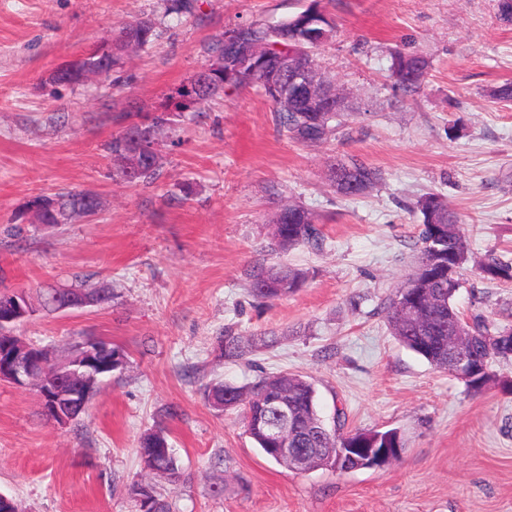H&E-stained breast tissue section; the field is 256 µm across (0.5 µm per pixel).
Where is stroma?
<instances>
[{
    "mask_svg": "<svg viewBox=\"0 0 512 512\" xmlns=\"http://www.w3.org/2000/svg\"><path fill=\"white\" fill-rule=\"evenodd\" d=\"M311 0H198L177 26L161 0H0V292L34 313L15 333L55 359L102 337L127 355L87 410L58 427L32 387L0 382V494L22 512H136L132 490L154 483L173 512H512V359H493L481 391L433 369L396 339L390 295L419 256L417 200L434 192L462 219L473 260L512 262V22L498 0H321L334 24L317 54L352 109L326 140L303 145L273 105L244 88L192 117L172 113L179 145L162 148L161 177L121 181L105 151L130 112L161 108L205 63L203 42L235 25L279 24ZM158 38L125 57L111 82L59 86L61 63L108 40L125 21ZM429 61L420 91L390 77L395 51ZM354 158L384 180L362 197L337 192L330 163ZM64 189L97 194L94 220L33 223L28 200ZM300 204L319 247L271 251L281 206ZM283 262L303 288L254 299L246 271ZM54 284L104 285L112 300L46 313ZM454 304L468 320L512 325V282L465 271ZM277 336L274 347L224 360V334ZM279 371L312 381L327 423L394 429L404 448L382 468L293 471L264 457L240 411L220 412L205 385H245ZM164 429L179 482L154 478L137 454Z\"/></svg>",
    "mask_w": 512,
    "mask_h": 512,
    "instance_id": "35a3bbf8",
    "label": "stroma"
}]
</instances>
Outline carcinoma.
<instances>
[{"label":"carcinoma","mask_w":512,"mask_h":512,"mask_svg":"<svg viewBox=\"0 0 512 512\" xmlns=\"http://www.w3.org/2000/svg\"><path fill=\"white\" fill-rule=\"evenodd\" d=\"M198 0H163L164 12L180 22L194 15ZM241 47L275 46L277 44L296 45L302 40L304 31L288 19L275 27L251 22L239 24L224 31V34L205 42L203 52L219 63V68L206 79L191 77L188 84L179 91L181 101L177 109L182 112L198 111L218 96L243 87L257 88L274 106L280 129L301 144H316L341 124L342 112H302L296 106H288L274 94L267 91L256 77L247 69H235L232 63L224 61V53L229 44L226 35ZM158 36L155 23L150 19L138 18L124 22L119 26L117 39L113 42L112 63L118 65L122 54L136 53L150 45ZM414 55L398 52L390 66L391 78L404 94L412 95L418 91L426 75L429 63L423 62V71L410 76L413 70ZM91 78L101 82L111 80V76H100L95 70V56H86L83 66L69 75L70 83L80 84ZM151 121L156 142L172 137V121L168 109L144 116ZM112 156L115 172L120 180L127 183L151 184L162 172V155L155 150L152 161L143 165L133 177L129 176L126 162L133 158V143L126 131L112 136L106 144ZM329 180L336 190L348 197L362 196L377 187L382 181L379 168L356 159L340 160L331 165ZM84 191L63 190L52 196H38L29 205H41L37 217L43 224L57 223V217L69 224L75 219L89 218L97 211H86L81 199ZM417 209L422 214L419 234L422 248L415 269L397 287L394 295L388 299V321L399 342L407 349L422 356L433 368L450 373L452 365L448 362V325L460 320V313L450 303L451 289L448 288V276L445 268L453 267L455 281L461 280L462 272L467 268L469 257L460 227L457 213L438 194L429 192L417 201ZM320 239L319 228L312 214L301 205H292L284 223L272 226L271 249L286 252L299 245H316ZM478 274L485 280L512 281V263L495 257L487 259L477 268ZM250 293L260 300H280L298 292L306 281L305 273L287 264H265L258 262L247 270ZM437 296V303L429 306L425 323L420 327L400 325V306L408 302L411 295L419 290ZM470 347L478 358H512V327L491 333L482 322L470 325ZM275 341L274 336L261 333L245 339L241 336L225 334L220 350L226 361H237L253 350L268 347ZM282 385L288 387V404L294 406L299 414L296 428L288 429L282 440H274L268 435L269 426L277 419L269 402L274 390ZM204 396L211 406L241 400L238 407L243 409V421L246 432L261 453L272 461H278L273 452L275 448H294L296 452L308 458H315L324 466L340 470L352 463L349 458L339 459V449L347 448H389L394 456H400L404 441L394 430L349 431L346 433L333 429L326 434L319 430L316 421L318 404L316 388L306 377L278 372L265 374L250 385L237 386L217 382L205 387ZM166 440L164 430L159 428L143 436L140 440L138 455L144 468L166 477L172 482L180 480V470L173 452L161 449ZM137 497L138 509L148 508V512H171L168 500L150 488V494L139 486L133 490Z\"/></svg>","instance_id":"cac0c4a2"}]
</instances>
